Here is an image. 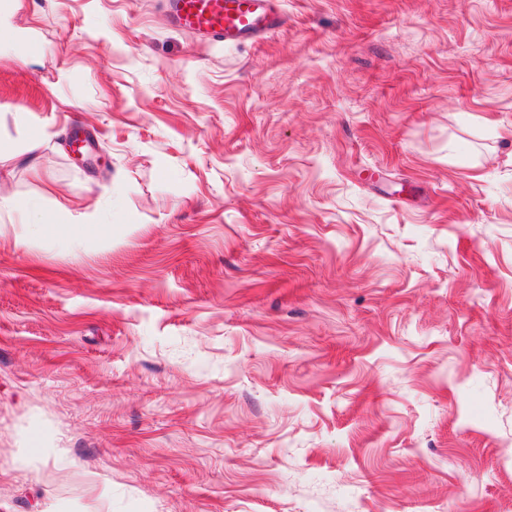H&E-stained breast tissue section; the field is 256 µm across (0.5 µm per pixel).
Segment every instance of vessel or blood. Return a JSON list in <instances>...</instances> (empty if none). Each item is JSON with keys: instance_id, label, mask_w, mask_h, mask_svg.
Segmentation results:
<instances>
[{"instance_id": "vessel-or-blood-1", "label": "vessel or blood", "mask_w": 512, "mask_h": 512, "mask_svg": "<svg viewBox=\"0 0 512 512\" xmlns=\"http://www.w3.org/2000/svg\"><path fill=\"white\" fill-rule=\"evenodd\" d=\"M173 9L183 30L227 45L258 39L279 25L271 0H173Z\"/></svg>"}]
</instances>
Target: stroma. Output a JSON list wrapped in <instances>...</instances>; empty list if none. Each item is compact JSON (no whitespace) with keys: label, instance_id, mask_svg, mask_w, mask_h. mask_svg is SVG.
<instances>
[{"label":"stroma","instance_id":"1","mask_svg":"<svg viewBox=\"0 0 512 512\" xmlns=\"http://www.w3.org/2000/svg\"><path fill=\"white\" fill-rule=\"evenodd\" d=\"M22 0L0 512H512V0ZM272 0H173L176 21L183 30L210 42L240 45L279 26L272 18ZM8 204L20 211L23 222L30 232L40 238L50 239H84L99 236L104 232L105 224H59L54 222L44 211L39 201L29 199L22 204L0 197V205Z\"/></svg>","mask_w":512,"mask_h":512}]
</instances>
